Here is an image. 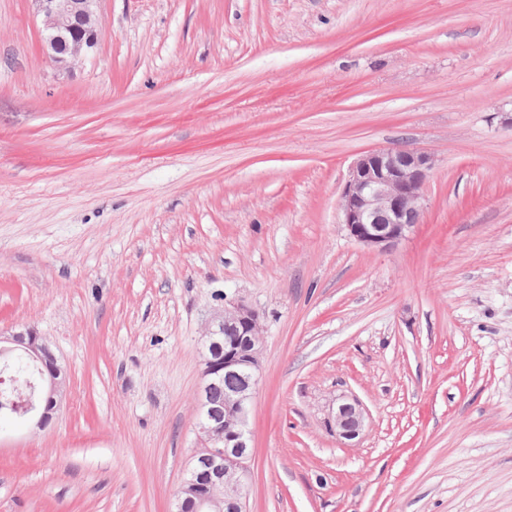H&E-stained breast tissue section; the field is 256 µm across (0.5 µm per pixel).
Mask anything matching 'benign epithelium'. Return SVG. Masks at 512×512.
Wrapping results in <instances>:
<instances>
[{
    "label": "benign epithelium",
    "mask_w": 512,
    "mask_h": 512,
    "mask_svg": "<svg viewBox=\"0 0 512 512\" xmlns=\"http://www.w3.org/2000/svg\"><path fill=\"white\" fill-rule=\"evenodd\" d=\"M42 18V48L57 66L72 64L92 51L99 40L100 0H32ZM435 166L426 151L380 147L361 154L352 164L340 197L342 223L356 242L370 250H390L413 231L422 214L423 186ZM204 384L198 394V432L202 448L194 458L210 473L204 496L193 469L177 495L176 512H244L246 461L251 448L247 431L249 406L258 385L263 327L259 314L238 305L211 314L206 333ZM21 352L29 363L43 365L38 385L31 386L44 406L56 404L61 370L42 337L15 333L0 337V354ZM226 377L240 384L222 397L214 388ZM336 435L357 438L365 428L357 399L340 398L334 417Z\"/></svg>",
    "instance_id": "1"
}]
</instances>
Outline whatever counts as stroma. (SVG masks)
Here are the masks:
<instances>
[{"mask_svg": "<svg viewBox=\"0 0 512 512\" xmlns=\"http://www.w3.org/2000/svg\"><path fill=\"white\" fill-rule=\"evenodd\" d=\"M100 9L65 70L0 0V334L66 376L0 423V512H172L236 304L264 326L246 512H512V0ZM395 144L436 163L373 251L340 193ZM18 353L26 357L30 364L37 366V364L45 366V370L40 371V379L38 386H34L32 383L27 384V390L23 393L21 390L18 391V399L20 403H15L24 407L22 418H28L32 416L38 409L35 401L30 399L29 387H31L32 393L36 392L39 401L44 400L43 413L41 415V422L46 414L48 406L56 404L55 396L60 392V385L62 380H59L61 376V370L57 366L55 358L51 353L48 345L41 336H37L32 333H15L10 337H0V352L2 356H10ZM46 359H49L50 364L47 365ZM45 400L47 402L45 403ZM339 402L336 406V414L334 417V427L336 435L345 440H353L357 438L365 428L364 410L355 398L349 400L347 398L337 399Z\"/></svg>", "mask_w": 512, "mask_h": 512, "instance_id": "stroma-1", "label": "stroma"}]
</instances>
